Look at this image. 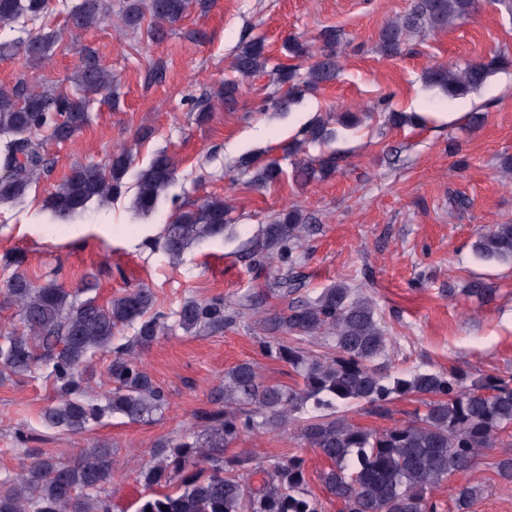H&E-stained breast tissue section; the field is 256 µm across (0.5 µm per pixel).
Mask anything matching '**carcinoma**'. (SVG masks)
<instances>
[{
  "instance_id": "cac0c4a2",
  "label": "carcinoma",
  "mask_w": 512,
  "mask_h": 512,
  "mask_svg": "<svg viewBox=\"0 0 512 512\" xmlns=\"http://www.w3.org/2000/svg\"><path fill=\"white\" fill-rule=\"evenodd\" d=\"M191 0H127L124 24L140 27L145 16L152 24L148 36L161 40L166 26L180 20ZM477 0H413L410 8L379 30L377 49L386 57L406 51L416 35L432 33L445 25L469 18ZM47 10V0H0V29L13 27L22 18L35 21ZM104 0H80L70 12V35L96 26L104 19ZM321 46L296 37L285 46L288 61L269 65L265 43L253 39L241 44L232 68L236 80L223 84L225 107L238 102L242 84L267 74L273 91L266 101L286 111L302 95L334 81L342 70L340 34L324 30ZM56 33L38 32L21 42L25 56L43 61ZM512 67V54L496 51L481 61L462 64L434 63L423 74L426 84L450 98L464 97L479 88L494 72ZM112 84V75L85 50L82 68L69 94L37 91L23 85L0 90V133L10 139L0 146V204L24 197L31 184L48 171V160L36 135L42 130L58 142H67L89 121L90 95ZM336 131L315 119L305 128V138L292 142L284 153L296 156L308 144L332 140ZM340 157L331 152L317 159L299 160L292 178L300 187L323 180L339 168ZM127 151L112 155L107 166L80 165L57 186L46 203L56 224H70L93 202H108L123 192L133 175L136 208L152 212L160 197L175 183V166L164 153L130 173ZM285 171L272 158L255 166L251 183L271 186ZM230 206L223 198H210L195 208L181 210L164 225L152 246L172 258L180 257L196 241L224 235ZM310 217L297 206L277 213L262 226L248 257L263 269L278 262L296 264L297 250ZM488 262H512V224H495L473 244ZM24 257L13 255L12 274L0 285L4 298L17 309L21 326L0 335V378L26 375L43 364L60 386L57 397L41 414L44 424L65 432H79L106 414H120L141 422L164 410L167 395L143 370L137 351L159 337L177 330L186 334L224 327L244 310L258 308V299L246 294L232 305L216 299L187 301L173 323L162 314L149 315L155 303L147 288L129 287L104 304L95 298L79 299L50 279L32 281L20 267ZM485 303L493 290L480 282L462 289ZM263 323L277 334L275 353L287 362L302 384L284 386L265 382L257 364L244 361L224 372L215 409H197L194 431L160 445L152 462L139 470L148 490L137 512H322L318 499L307 488L305 459L292 455L261 469L259 484L251 482L250 458L228 455L225 450L259 433L284 431L307 404L320 411L300 428L305 447L330 461L322 482L342 504L341 512H441L432 497L438 486L472 467L475 458L495 447L502 432L512 429V379L497 376L467 382L462 374L416 372L391 378L377 361L387 356L389 337L375 306L353 294L344 283L324 289L314 299H294ZM131 327L126 344L112 346L115 331ZM320 338L333 352L316 355L304 347ZM98 353H110L107 373L112 389L100 405L85 398L84 372ZM413 395L424 406L407 423L372 431L348 420L345 409L361 404L374 413L387 411L394 398ZM112 483V449L97 444L78 456L62 460L36 454L12 480L0 482V512H112L107 493ZM483 493L478 485L449 487L454 512H469ZM167 510H162V507Z\"/></svg>"
}]
</instances>
